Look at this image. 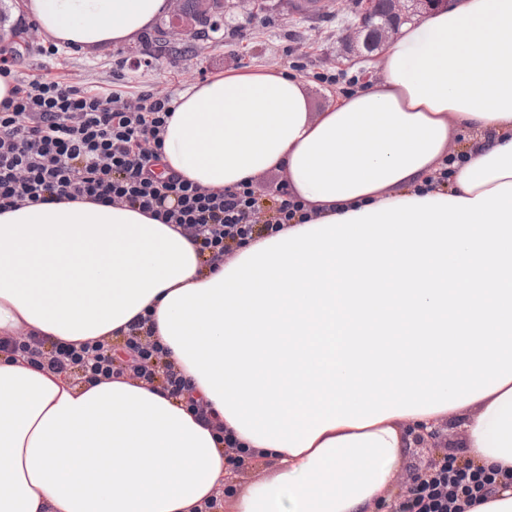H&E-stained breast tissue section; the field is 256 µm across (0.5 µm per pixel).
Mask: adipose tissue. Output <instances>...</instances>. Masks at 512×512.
<instances>
[{"label":"adipose tissue","instance_id":"1","mask_svg":"<svg viewBox=\"0 0 512 512\" xmlns=\"http://www.w3.org/2000/svg\"><path fill=\"white\" fill-rule=\"evenodd\" d=\"M54 42L134 41L166 0H21ZM446 185L428 181L452 133ZM162 164L213 191L285 172L313 220L202 270L172 225L115 205L0 211V336L79 343L140 315L241 446L278 469L233 512H371L407 422L458 414L512 470V0L401 27L377 83L311 111L301 78L188 85ZM227 474L211 431L115 377L0 354V512H196Z\"/></svg>","mask_w":512,"mask_h":512}]
</instances>
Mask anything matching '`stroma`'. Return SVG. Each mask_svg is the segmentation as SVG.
<instances>
[{
  "mask_svg": "<svg viewBox=\"0 0 512 512\" xmlns=\"http://www.w3.org/2000/svg\"><path fill=\"white\" fill-rule=\"evenodd\" d=\"M296 0H263L257 14L242 11L237 0H224L220 28L196 40L192 53L165 51L155 27L131 43L93 50L60 47L50 54L43 34L26 39L17 69L19 78L42 73L66 78L72 86H109L130 63L151 57L153 66L142 78L143 88L161 95H178L185 84L227 69L286 67L302 76L312 111H321L331 95L344 87L345 77L365 81L378 72L361 60L346 58L340 37L356 19L354 0H341L335 13L299 15Z\"/></svg>",
  "mask_w": 512,
  "mask_h": 512,
  "instance_id": "stroma-1",
  "label": "stroma"
}]
</instances>
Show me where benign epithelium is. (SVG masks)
<instances>
[{
	"label": "benign epithelium",
	"mask_w": 512,
	"mask_h": 512,
	"mask_svg": "<svg viewBox=\"0 0 512 512\" xmlns=\"http://www.w3.org/2000/svg\"><path fill=\"white\" fill-rule=\"evenodd\" d=\"M450 0H387L390 20L384 24L373 23L375 0H356L357 21L342 36L349 54L374 56L392 40L405 23L418 22L430 12L448 5ZM191 23L184 17V0H170L165 35L173 38L188 31ZM417 446L428 447L433 443L443 448L450 447L447 440H439V431L428 425L411 429Z\"/></svg>",
	"instance_id": "1"
}]
</instances>
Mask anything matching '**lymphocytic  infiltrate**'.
Segmentation results:
<instances>
[{
  "mask_svg": "<svg viewBox=\"0 0 512 512\" xmlns=\"http://www.w3.org/2000/svg\"><path fill=\"white\" fill-rule=\"evenodd\" d=\"M18 51L0 52V75L14 85L0 100V209L63 200L128 205L174 225L196 248L202 267L232 259L248 242L309 220L301 202L279 184L271 196L251 184L213 192L157 168L172 96L122 82L75 87L45 74L21 79ZM0 352L61 374L74 384L123 376L184 403L211 429L232 469L245 466L240 443L212 415L155 336L150 318L121 336L78 344L21 334L0 338ZM498 474L448 457L419 478L405 512H469L492 492Z\"/></svg>",
  "mask_w": 512,
  "mask_h": 512,
  "instance_id": "1",
  "label": "lymphocytic infiltrate"
}]
</instances>
